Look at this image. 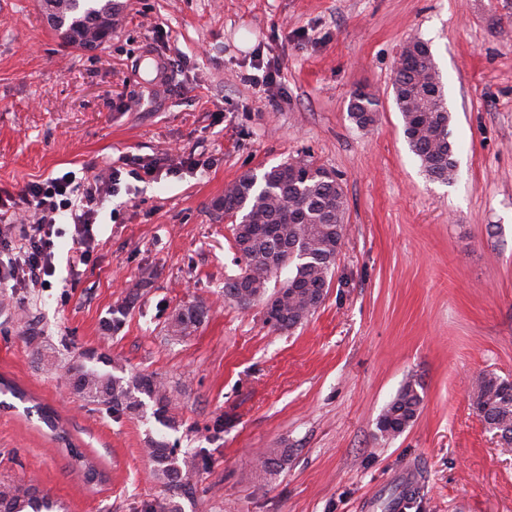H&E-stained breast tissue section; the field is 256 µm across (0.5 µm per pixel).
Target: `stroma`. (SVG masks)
I'll list each match as a JSON object with an SVG mask.
<instances>
[{
	"label": "stroma",
	"mask_w": 512,
	"mask_h": 512,
	"mask_svg": "<svg viewBox=\"0 0 512 512\" xmlns=\"http://www.w3.org/2000/svg\"><path fill=\"white\" fill-rule=\"evenodd\" d=\"M119 2L111 38L84 50L41 0H0V196L121 171L88 264L64 213L50 287L0 285V376L55 408L109 480L89 488L43 423L0 410V481H34L69 512H143L164 492L145 453L162 436L208 458L183 512H392L415 466L405 512H512V446L472 397L478 375L512 379V0ZM412 39L429 45L451 114L447 184L425 175L394 100ZM161 57L176 67L154 70ZM261 68L272 84L253 82ZM358 89L379 101L365 128L348 113ZM191 155L200 169L182 166ZM287 160L339 175L347 231L322 305L277 331L264 304L224 298L242 263L218 201ZM192 302L207 317L171 336ZM90 348L160 378L178 429L149 406L117 415L69 394L60 365ZM409 379L422 408L382 438L377 419ZM271 448L290 457L262 480Z\"/></svg>",
	"instance_id": "1"
}]
</instances>
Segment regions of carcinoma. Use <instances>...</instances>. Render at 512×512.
I'll use <instances>...</instances> for the list:
<instances>
[{"instance_id": "cac0c4a2", "label": "carcinoma", "mask_w": 512, "mask_h": 512, "mask_svg": "<svg viewBox=\"0 0 512 512\" xmlns=\"http://www.w3.org/2000/svg\"><path fill=\"white\" fill-rule=\"evenodd\" d=\"M52 28L66 43L94 50L112 35L119 15L114 0H50ZM405 64L396 70L393 93L403 119V135L412 152L420 159L426 175L448 182L456 167L451 140V116L438 69L428 45L413 39L404 47ZM377 100L361 91L354 92L349 114L359 127L374 121ZM293 163L271 167L261 177L245 174L234 182L220 200L224 212L237 216L232 223L234 243L243 262L240 275L257 278L252 289L254 301H267V284L277 276L273 261L283 256V268L291 270L284 281L285 310L266 312V322L279 330L300 325L321 305L319 289L328 287L336 265V252L345 237L346 203L339 178L327 169L305 162L301 176L289 175ZM269 224L272 231L244 243L237 225ZM207 307L190 303L179 309L169 323L173 336L190 335L207 317ZM70 393L106 407L114 414L138 412L153 403V416L163 427L180 426L172 401L164 385L154 374L125 369L104 351L87 350L69 360L66 368ZM419 383L409 380L380 415L377 429L381 437L396 436L402 426H410L417 417L423 396ZM474 405L488 431L501 443L512 445V387L491 374L478 376L473 383ZM36 412L57 440L65 442L72 468L86 484L98 486L104 481L100 463L86 449L77 447L59 423L54 412L34 404L24 408ZM146 453L153 468L152 478L167 494L147 504L145 512H182L176 495L189 493L193 476L204 464L201 454L179 455L163 437L147 440ZM0 512H68L62 499L29 482H0Z\"/></svg>"}]
</instances>
